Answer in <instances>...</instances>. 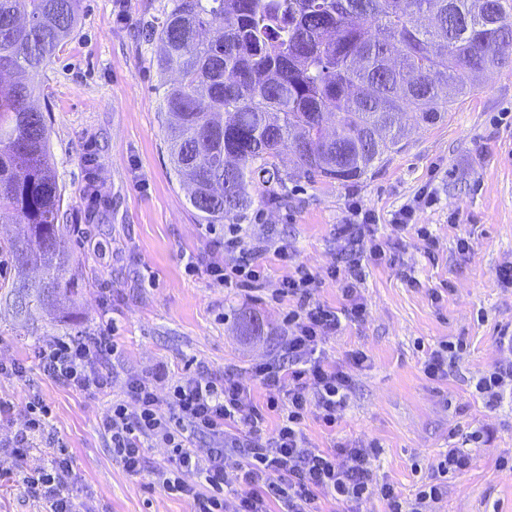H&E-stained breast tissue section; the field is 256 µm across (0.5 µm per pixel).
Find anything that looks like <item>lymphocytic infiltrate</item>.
Returning a JSON list of instances; mask_svg holds the SVG:
<instances>
[{
    "mask_svg": "<svg viewBox=\"0 0 512 512\" xmlns=\"http://www.w3.org/2000/svg\"><path fill=\"white\" fill-rule=\"evenodd\" d=\"M371 222L366 214L361 223L336 227V236L346 248L329 275L343 285L347 300L343 310L315 299L316 279L308 271L299 269L282 279L280 297L295 301L285 317L288 334L279 353L253 369L269 392L265 403H256L230 372L220 381L202 373L183 377L164 400L153 380L128 377L124 398L113 401L102 428L113 455L130 475L145 469L143 448L150 444L167 449L168 456L150 470L148 489L190 499L193 512H275L279 505L286 512H323L328 502L338 512H358L359 505L372 497L384 502L386 512H438L449 481L470 468L471 454L457 448L440 453L428 476L404 497L374 475L378 443L313 448L303 431L311 411L325 426L335 427L349 399L351 377L336 363L318 356L317 347L326 333L340 329L342 319L358 320L365 314L360 298L364 274L354 247ZM222 240L225 251L238 259L230 266L210 263L207 271L216 284L245 292L254 291L257 280L250 268L252 256L286 255L271 239L247 246L238 224L228 225ZM113 352L111 336L100 333L49 336L35 354L44 374L55 382L96 398L112 384ZM270 414L277 416L278 423L267 434L263 424ZM200 438L208 443L203 454L193 449ZM0 444L18 460L31 450L44 451L45 465L24 475L22 483L27 496L42 503L46 512H91L74 493L71 457L56 438L51 411L40 395H30L23 427ZM230 457L236 461L235 479L242 485L232 499L224 491V461Z\"/></svg>",
    "mask_w": 512,
    "mask_h": 512,
    "instance_id": "obj_1",
    "label": "lymphocytic infiltrate"
}]
</instances>
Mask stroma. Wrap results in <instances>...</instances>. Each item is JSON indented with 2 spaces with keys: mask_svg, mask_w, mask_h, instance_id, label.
<instances>
[{
  "mask_svg": "<svg viewBox=\"0 0 512 512\" xmlns=\"http://www.w3.org/2000/svg\"><path fill=\"white\" fill-rule=\"evenodd\" d=\"M167 0H81L70 40L44 67L39 81L47 108L51 151L65 189L59 218L70 240L69 269L82 288L65 314H36L22 322L5 295L18 277L6 244L17 226L0 220V359L22 362L21 379H0V398L16 410L0 437L21 428L29 394L52 410L54 433L71 455L77 494L97 512H192L190 500L162 490L146 492L145 477L130 476L112 454L101 420L123 398L131 375L157 376L160 394L180 377L225 371L267 397L253 365L277 353L286 334L289 301L276 296L283 276L307 267L318 278L317 298L340 309V286L327 275L340 253L337 225L351 221L358 202L375 222L372 236L387 244L391 261L376 263L362 251L363 319L325 336L322 354L353 380L348 405L335 430L308 416L311 446H381L377 475L405 495L423 480V468L449 448L470 450L471 469L452 480L444 512H512V404L489 409L474 385L512 353L499 338L512 332V285L499 268L512 265V63L488 73L473 93L458 99L443 121L416 130L408 144L361 178L339 183L292 175L262 190L245 213L247 241L275 239L287 260L257 258V299L214 285L208 263L222 253L216 235L191 209L188 191L174 176L160 104L166 90L157 69L158 45L148 24ZM434 205L416 211L414 229L396 231L392 214L423 190ZM472 249L463 255L457 238ZM198 269L188 273V260ZM259 314L265 335L240 336L244 316ZM111 331L115 352L109 396L91 398L45 375L35 349L47 336ZM465 345L446 379L423 373L431 349L443 341ZM364 352L362 365L351 354ZM487 443L475 447L472 432ZM45 463L41 451L24 460L0 453V512H41L24 493L22 474Z\"/></svg>",
  "mask_w": 512,
  "mask_h": 512,
  "instance_id": "obj_1",
  "label": "stroma"
}]
</instances>
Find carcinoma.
Wrapping results in <instances>:
<instances>
[{
	"instance_id": "1",
	"label": "carcinoma",
	"mask_w": 512,
	"mask_h": 512,
	"mask_svg": "<svg viewBox=\"0 0 512 512\" xmlns=\"http://www.w3.org/2000/svg\"><path fill=\"white\" fill-rule=\"evenodd\" d=\"M80 0H0V215L19 225L8 249L17 316L60 310L67 274L64 202L35 78L71 36ZM372 17V31L357 20ZM161 108L176 179L207 224L243 215L257 177L299 172L347 182L404 147L405 112L434 125L482 71L512 63V0H170L153 31Z\"/></svg>"
}]
</instances>
